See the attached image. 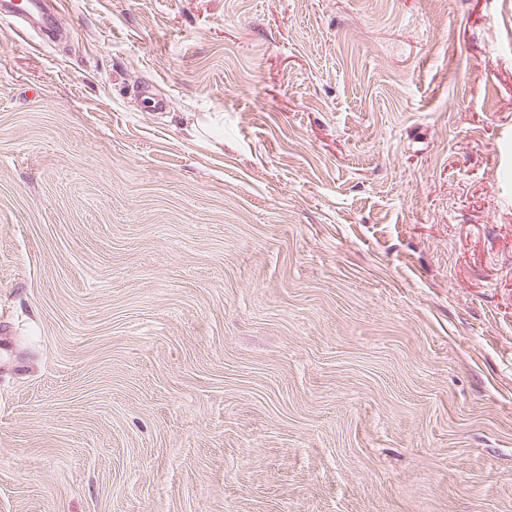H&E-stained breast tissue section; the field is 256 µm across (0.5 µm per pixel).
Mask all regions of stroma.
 Returning <instances> with one entry per match:
<instances>
[{
  "instance_id": "stroma-1",
  "label": "stroma",
  "mask_w": 512,
  "mask_h": 512,
  "mask_svg": "<svg viewBox=\"0 0 512 512\" xmlns=\"http://www.w3.org/2000/svg\"><path fill=\"white\" fill-rule=\"evenodd\" d=\"M62 21L0 16V512H512V0Z\"/></svg>"
}]
</instances>
